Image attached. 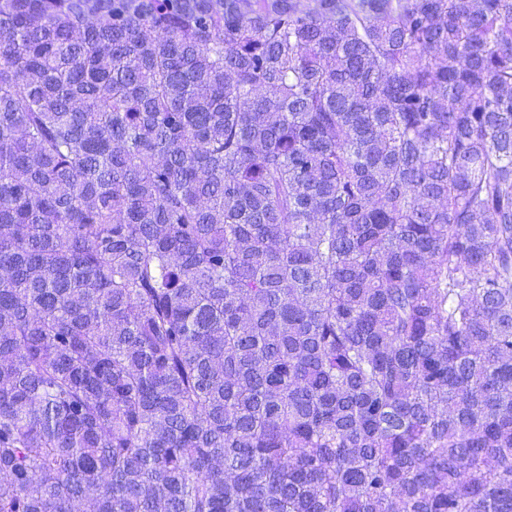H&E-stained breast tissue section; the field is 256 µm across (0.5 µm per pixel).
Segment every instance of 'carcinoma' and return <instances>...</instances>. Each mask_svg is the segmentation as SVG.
Listing matches in <instances>:
<instances>
[{"label": "carcinoma", "instance_id": "obj_1", "mask_svg": "<svg viewBox=\"0 0 512 512\" xmlns=\"http://www.w3.org/2000/svg\"><path fill=\"white\" fill-rule=\"evenodd\" d=\"M0 512H512V0H0Z\"/></svg>", "mask_w": 512, "mask_h": 512}]
</instances>
